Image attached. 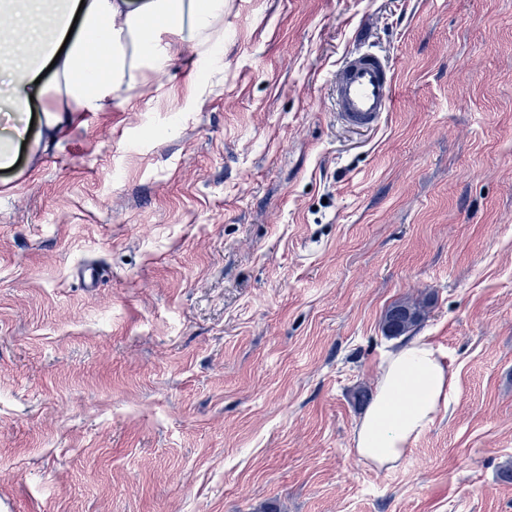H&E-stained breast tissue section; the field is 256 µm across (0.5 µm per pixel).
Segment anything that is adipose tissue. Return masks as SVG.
<instances>
[{
    "label": "adipose tissue",
    "mask_w": 512,
    "mask_h": 512,
    "mask_svg": "<svg viewBox=\"0 0 512 512\" xmlns=\"http://www.w3.org/2000/svg\"><path fill=\"white\" fill-rule=\"evenodd\" d=\"M224 0H0V169L30 141L33 112L49 136L72 115L125 103L143 71L166 69L175 47L198 56L224 41ZM458 383L425 337L388 354L370 404L357 421V455L393 467L446 411Z\"/></svg>",
    "instance_id": "adipose-tissue-1"
}]
</instances>
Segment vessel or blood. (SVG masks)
I'll use <instances>...</instances> for the list:
<instances>
[{
    "label": "vessel or blood",
    "mask_w": 512,
    "mask_h": 512,
    "mask_svg": "<svg viewBox=\"0 0 512 512\" xmlns=\"http://www.w3.org/2000/svg\"><path fill=\"white\" fill-rule=\"evenodd\" d=\"M394 91L390 66L371 52L352 53L337 68L332 85L336 116L352 127L377 126L392 104Z\"/></svg>",
    "instance_id": "obj_1"
}]
</instances>
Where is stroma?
Segmentation results:
<instances>
[{
  "instance_id": "stroma-1",
  "label": "stroma",
  "mask_w": 512,
  "mask_h": 512,
  "mask_svg": "<svg viewBox=\"0 0 512 512\" xmlns=\"http://www.w3.org/2000/svg\"><path fill=\"white\" fill-rule=\"evenodd\" d=\"M131 96L0 170V512H512V0H224ZM399 300L458 384L378 468ZM394 91L390 66L371 52L352 53L337 68L332 85L336 116L352 127L377 126L389 111ZM392 308H399L404 311H409L411 314V317H412V320L408 321L405 324V326L402 329V333L399 336H403L406 333H408L410 330H412L414 327L419 326L423 322V320L425 318V314H426L425 313L426 305L424 303H411V302L404 301V300L396 301L388 307V309L385 313L383 329H384V325H385V321H386L387 312Z\"/></svg>"
}]
</instances>
